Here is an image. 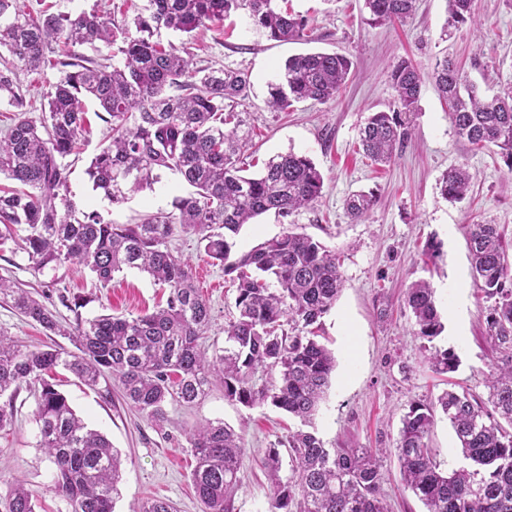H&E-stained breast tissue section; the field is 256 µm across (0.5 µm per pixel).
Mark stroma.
I'll list each match as a JSON object with an SVG mask.
<instances>
[{"mask_svg": "<svg viewBox=\"0 0 512 512\" xmlns=\"http://www.w3.org/2000/svg\"><path fill=\"white\" fill-rule=\"evenodd\" d=\"M23 4L54 14L95 9L121 26L131 23L147 0ZM288 6L308 18L310 42L269 40L241 11L197 30L194 40L184 41L168 30L160 39L186 44L196 68L248 73L251 92L244 118L253 162L261 164L291 150L310 157L322 173V196L313 208L285 218L270 212L255 219L236 236L234 251L245 253L292 229L340 254L345 287L322 318L320 330L322 342L336 355V370L315 428L330 447L383 449L380 471L390 512H425L421 501L405 490L391 449L411 403L436 400L451 388L479 400L487 397L486 380L497 367L499 354L486 329V302L472 274L468 234L471 225L495 224L512 240V173L493 151L473 150L458 137L446 102L429 82L411 116L412 137L391 163L373 164L359 152V130L371 113L396 110L389 72L403 57L426 74L443 58L458 60L483 91L512 84V0H474L480 28L465 26L451 33L446 30V0H417L404 22L379 26L366 22L364 0H289ZM310 50L342 54L353 61L340 95L325 104L308 100L290 112L270 111L268 82L275 80L289 56ZM0 68L12 71L27 92L29 117L40 119L45 94L60 78V69L46 66L31 72L7 54L0 56ZM84 108L87 131L70 176L71 197L78 207L98 211L116 224H134L146 215L171 211L173 199L188 191L187 184L171 174L120 204L94 190L85 169L99 147L108 144L111 129L98 118L93 100H85ZM461 163L468 165L473 186L464 200L452 203L441 193V180L448 168ZM357 191L373 192L375 203L363 220L355 222L344 201ZM172 245L194 276L206 272L223 283L219 291L203 294L214 315L205 346L221 349L224 327L235 313L236 289L225 281L222 266L205 255L197 235L176 233ZM0 276L31 292L66 322L78 315H135L165 302L168 295L167 289L135 269L116 273L105 288L77 265L34 269L26 253L10 240L0 245ZM421 279L432 284L442 302L445 329L434 345L456 351L460 365L455 372H437L427 362L424 342L416 336L414 318L404 304L407 287ZM64 295L81 297L79 312L62 306ZM0 329L32 348L69 344L64 337L48 336L7 299L0 300ZM55 379L76 413L122 456L121 495L114 512H131L153 498L171 501L178 512H202L192 484L194 460L187 434L215 420L230 425L247 450L236 512H268L270 481L261 464L263 451L299 428L297 419L269 405L247 408L229 401L223 388L214 385L194 404H168L166 422L155 426L124 401L120 390L102 398L98 390L61 368ZM37 394V386L22 389L14 402L13 426L0 430V506L13 479L20 478L38 492L37 512H63L61 500L47 490L52 466L37 446Z\"/></svg>", "mask_w": 512, "mask_h": 512, "instance_id": "obj_1", "label": "stroma"}]
</instances>
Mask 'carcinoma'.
I'll use <instances>...</instances> for the list:
<instances>
[{
  "mask_svg": "<svg viewBox=\"0 0 512 512\" xmlns=\"http://www.w3.org/2000/svg\"><path fill=\"white\" fill-rule=\"evenodd\" d=\"M472 3L447 0L448 27L474 22ZM364 4L367 21L383 25L406 18L414 0ZM238 10L246 11L251 24L271 40L308 37V18L281 7L279 0H149L134 18V34L113 28L94 10L47 15L22 8L20 0H0V47L31 71L47 64L65 68L46 93L48 110L38 121L27 116L20 85L0 70V94L16 112L0 137V174L18 184L0 190V224L10 236L24 232L22 250L35 269L79 264L106 288L114 273L136 268L170 288L166 306L151 313L86 320L78 314L79 299L62 294V305L75 313L74 322L64 325L30 292L0 278L1 296L73 346L32 350L0 330V398L7 397L0 406V430L14 423L20 389L39 384L38 445L52 464L48 491L65 503L66 512H113L122 461L107 437L87 428L46 379L59 366L93 388L113 379L126 402L154 425L165 422L168 403L195 402L213 380L230 401L248 408L270 404L304 428L280 442L291 462L288 478L280 476V449L264 451L269 512H387L376 451L329 448L307 430L336 368L334 353L318 340L317 331L344 288L339 256L292 229L233 256L243 225L270 211L286 218L312 207L322 196L323 176L308 156L292 150L269 159L261 174H245L241 155L249 132L242 130L237 108L248 98V75L229 69L201 72L192 67L186 48L153 40L162 29L190 37ZM98 42L116 47L112 67L90 64L73 51ZM60 43L62 57L47 58ZM352 68L349 57L335 53L293 55L268 84L267 106L288 112L300 101L328 102ZM432 78L449 105L457 135L477 148H497L512 173V86L484 98L451 59L437 63ZM390 81L400 109L374 112L360 129L366 156L378 164L391 162L411 137L409 117L423 78L403 59L391 70ZM84 96L108 114L112 130V141L87 169L93 187L119 204L170 172L193 188L174 198L173 211L148 215L139 224H114L96 211L77 216L69 190L72 169L65 159L76 153L85 131ZM471 179L466 165L449 168L442 194L451 202L465 199ZM373 205V194L364 191L344 203L354 221ZM177 230L197 235L206 256L236 284V315L224 327V347L211 354L203 346L210 306L194 285L190 265L169 246ZM468 243L474 278L489 302L485 320L500 365L490 375L484 401L448 390L434 403H412L394 453L404 488L426 512H512V243L495 224L472 225ZM404 303L414 317L415 335L427 342L441 335L444 324L429 282L412 283ZM428 361L442 373L460 363L452 348L435 350ZM439 414L448 419L462 456L475 468L448 472L440 467L428 446ZM188 441L203 512H235L245 458L241 437L216 421L195 427ZM36 500L37 493L18 481L4 509L35 512Z\"/></svg>",
  "mask_w": 512,
  "mask_h": 512,
  "instance_id": "obj_1",
  "label": "carcinoma"
}]
</instances>
